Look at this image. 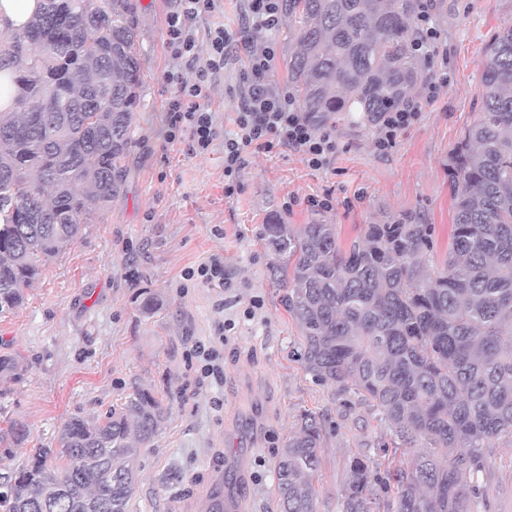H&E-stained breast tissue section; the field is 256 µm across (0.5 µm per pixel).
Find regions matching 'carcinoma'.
<instances>
[{
    "label": "carcinoma",
    "mask_w": 512,
    "mask_h": 512,
    "mask_svg": "<svg viewBox=\"0 0 512 512\" xmlns=\"http://www.w3.org/2000/svg\"><path fill=\"white\" fill-rule=\"evenodd\" d=\"M418 4L282 0L288 89L313 124L337 112L374 124L413 95ZM139 40L133 0H40L22 32L0 34V81L17 88L0 112V316L122 194ZM481 86L451 159L440 265L435 225L417 216L368 224L346 248L324 220L264 228L293 358L385 428L384 461L348 457L340 512H489L485 449L512 444V25L486 44ZM0 378H19L8 354ZM164 414L138 388L118 411L65 421L59 449L0 463V512H130ZM323 448L317 415L301 412L276 465L279 512H315Z\"/></svg>",
    "instance_id": "obj_1"
}]
</instances>
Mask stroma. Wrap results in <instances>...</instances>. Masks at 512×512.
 Listing matches in <instances>:
<instances>
[{
  "mask_svg": "<svg viewBox=\"0 0 512 512\" xmlns=\"http://www.w3.org/2000/svg\"><path fill=\"white\" fill-rule=\"evenodd\" d=\"M439 51L448 80L436 104L379 156L376 126L356 113L335 114L324 129L336 155L321 169L290 149L251 148L241 189L224 196V142L191 156L165 142L163 111L174 66L165 46L175 0H135L145 74L125 159L122 196L98 223L42 268L25 302L0 317V353L17 357L19 379L0 384V428L23 422L28 437L0 453L23 459L53 448L62 422L103 414L136 388L151 389L167 409L153 445L142 453L132 512H201L217 464L240 465L251 494L238 512H276L278 453L303 410L326 430L317 512H339L349 455L380 435L367 410L346 415L345 394L321 385L291 356L298 331L270 277L275 260L262 239L265 224L337 226L341 244L367 224L413 214L436 227L446 251L453 202L449 160L480 108L481 62L491 35L512 24V0H433ZM246 57L228 59L215 77L210 108L224 133L246 86ZM331 195L317 212L305 198ZM292 211H284L289 198ZM223 256L230 288L190 285L183 275L210 255ZM156 301L141 309L144 296ZM259 308H251V298ZM223 338L220 379L198 381L186 352L194 341ZM483 477L490 512H512V445L487 450Z\"/></svg>",
  "mask_w": 512,
  "mask_h": 512,
  "instance_id": "stroma-1",
  "label": "stroma"
}]
</instances>
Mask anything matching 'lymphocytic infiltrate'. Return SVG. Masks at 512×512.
<instances>
[{
    "mask_svg": "<svg viewBox=\"0 0 512 512\" xmlns=\"http://www.w3.org/2000/svg\"><path fill=\"white\" fill-rule=\"evenodd\" d=\"M177 6L166 18L165 43L174 60L195 72L185 78L183 72L167 71L164 79L172 88L166 103L164 124L168 144L185 145L188 154L208 153L216 139L224 141V195L234 197L240 189L239 173L245 164L244 153L253 147L273 152L291 147L302 153L315 169L328 165L336 152V143L329 133L316 126L300 112L290 91L273 87L269 75L277 49L267 45L253 48L257 34L278 27L281 0H247L248 22L235 31L217 26L207 33L205 42H198L194 33L196 20L214 12L218 0H176ZM244 52L248 59L246 89L235 110L236 131L221 136L214 114L209 109L210 79L224 68L230 50ZM441 79L430 80L414 100L387 112L377 119L378 133L374 146L385 155L397 144L399 135L412 125L422 110L437 102Z\"/></svg>",
    "mask_w": 512,
    "mask_h": 512,
    "instance_id": "1",
    "label": "lymphocytic infiltrate"
}]
</instances>
